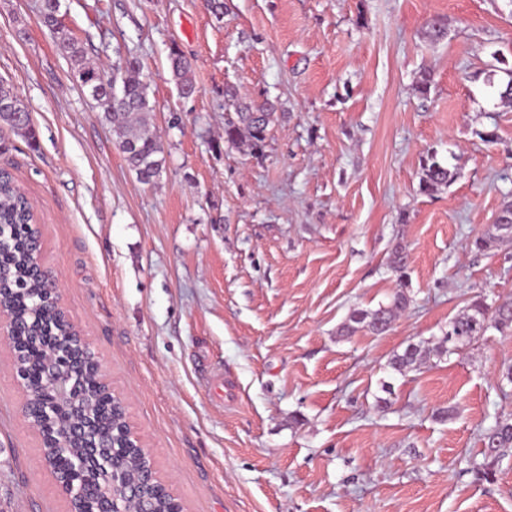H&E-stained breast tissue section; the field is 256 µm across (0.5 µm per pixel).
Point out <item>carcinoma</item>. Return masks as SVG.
Returning a JSON list of instances; mask_svg holds the SVG:
<instances>
[{"instance_id":"carcinoma-1","label":"carcinoma","mask_w":512,"mask_h":512,"mask_svg":"<svg viewBox=\"0 0 512 512\" xmlns=\"http://www.w3.org/2000/svg\"><path fill=\"white\" fill-rule=\"evenodd\" d=\"M59 0H42L40 18L42 24L58 35L60 46L71 60L72 79L88 91L91 97L106 96L117 91L119 101L105 110V119L112 123L116 145L137 179L144 184H153L164 171L165 157L161 141L149 121L147 85L140 79L135 63L131 62L123 74L109 73L105 69L86 61L84 47L66 32L58 19ZM170 68L178 87H192L190 64L176 50L169 55ZM121 88H116V82ZM27 108L17 99L13 88L0 82V124L9 126L28 141H37L33 123H21L16 113ZM226 117L224 119V141L236 147H244L253 153L265 147L268 127L273 120L275 107L272 104L253 106L235 93L226 94ZM452 172L437 160L435 155L425 160L420 189L432 192L448 184ZM39 234L32 224L28 205L22 195L16 193L11 182L4 181L0 189V302L22 324L21 335L26 341L14 347L16 368L29 369L32 359L37 357L40 347L52 343L53 336L60 333L59 326L48 311L40 307V295L45 283L33 272L29 255V242ZM512 238V202L506 204L492 225L476 237L472 245L480 252L492 250L505 240ZM410 297L402 290L396 291L390 302L376 310H355L342 325L340 332L347 335L359 329L373 334H383L410 305ZM490 328L512 331V302H503L496 307L484 300L473 301L461 314L448 322V330L439 339L436 351L452 354L470 346ZM428 349L406 346L402 352L393 354L390 367L405 374L427 355ZM32 391L44 398L47 414L36 422L37 430L44 434L57 429L63 421L79 420L77 411L84 410L94 416L90 423L89 436L110 444L98 449L100 459L114 454L122 460L123 480L135 483L141 477L144 451L127 445L121 436L120 420L124 409L120 402L108 393L93 365H88L76 380V401L62 409L54 403L50 392L39 384V378L31 375ZM485 451L499 454L512 448V423L498 421L483 434ZM85 439L74 440L63 447L48 448L46 452L58 455L67 466L88 476L87 467L92 462ZM76 512H97L101 500L92 491H87L72 500ZM148 512H174L181 509L180 503L163 487L156 488L145 501Z\"/></svg>"}]
</instances>
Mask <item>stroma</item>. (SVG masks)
Segmentation results:
<instances>
[{"label":"stroma","instance_id":"35a3bbf8","mask_svg":"<svg viewBox=\"0 0 512 512\" xmlns=\"http://www.w3.org/2000/svg\"><path fill=\"white\" fill-rule=\"evenodd\" d=\"M223 3L60 0L88 61L137 63L148 86L166 165L146 185L72 81L41 0H0V80L39 134L33 148L0 125V169L157 477L182 512H512V448L492 460L481 444L512 420V332L403 375L389 365L473 300L512 301V242L472 245L512 202V105L485 84L497 58L512 67V8ZM228 86L276 104L262 153L225 142ZM432 154L454 177L425 193ZM399 289L411 304L388 332L340 335ZM25 401L0 340V512H68ZM170 68L178 88L194 87L190 73V64L178 50H171Z\"/></svg>","mask_w":512,"mask_h":512}]
</instances>
